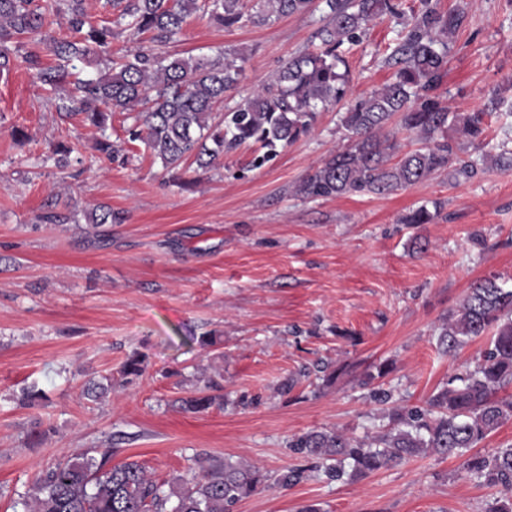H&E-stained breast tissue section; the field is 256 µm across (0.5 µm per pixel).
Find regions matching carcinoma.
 <instances>
[{"label": "carcinoma", "mask_w": 512, "mask_h": 512, "mask_svg": "<svg viewBox=\"0 0 512 512\" xmlns=\"http://www.w3.org/2000/svg\"><path fill=\"white\" fill-rule=\"evenodd\" d=\"M86 0H0V76L11 71L13 55L22 44L44 46L56 64L45 65L38 51L23 62L44 87L61 91L57 110L84 115L101 132L96 149L112 158L115 145L107 135L112 113L132 119L128 141H140L167 169L188 158L200 168L217 164L224 151L244 143L265 149L253 167L260 168L285 147L307 135L318 111L336 106L347 96L349 72L345 46L361 41L366 26L385 16L399 18L398 0H322L327 7L316 33L319 44L288 59L270 82L256 90L243 106L220 114L216 108L233 89L247 57L220 50L213 56L187 57L164 48L183 32L193 15L224 28L243 21L265 23L271 17L301 15L315 0H262L263 9L245 14L243 0H104L102 8L121 7L115 23L91 21ZM422 8L404 23L399 41L387 59L395 68L390 82L347 104L340 122L351 143L325 158L303 178L295 194L303 199L352 195H390L452 169L455 180H468L483 169H512V148L501 146L480 161L464 156L486 139L484 112H451L437 94L448 64V38L462 25L461 10L442 13L422 0ZM67 18L69 33L55 36L46 28L51 14ZM129 36L149 35L135 48L112 54V25ZM87 68L74 76L77 64ZM70 88H62L67 77ZM411 133L420 147L396 161V141L386 128L393 119ZM78 148L57 142L52 154L69 163ZM441 203L422 204L409 212L406 224H431ZM89 237L110 240L101 230L123 217L100 204L86 216ZM37 220L64 226L74 217L45 204ZM488 337L474 368L461 367L424 404L392 407L383 418L386 431L356 438L335 430H311L295 436L291 450L321 460L333 481L368 475L431 451L442 457L464 458L463 469L486 486L499 488L487 512H512V443L492 452L474 451L490 433L512 420V289L496 277L476 283L460 307L448 313L439 328L438 345L452 354L475 338ZM145 371V356L135 352L121 366L122 385ZM112 390V377H90L82 393L93 400ZM224 408V397L196 394L180 399V409L200 413ZM112 449L100 458H64L39 472L36 494L28 512H234L237 504L269 480L262 468L226 461L202 470L176 488L164 489L145 468L132 461L107 467ZM305 470L290 468L275 477L283 488L299 483Z\"/></svg>", "instance_id": "1"}]
</instances>
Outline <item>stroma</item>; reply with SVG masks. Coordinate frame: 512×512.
I'll use <instances>...</instances> for the list:
<instances>
[{
  "label": "stroma",
  "mask_w": 512,
  "mask_h": 512,
  "mask_svg": "<svg viewBox=\"0 0 512 512\" xmlns=\"http://www.w3.org/2000/svg\"><path fill=\"white\" fill-rule=\"evenodd\" d=\"M463 10L439 88L455 112L487 110L491 145L512 114L490 111L494 89L512 82V0H431ZM322 10L230 29L194 17L170 51L243 52L247 60L226 105L245 104L289 57L310 48ZM401 25L371 23L346 55L349 99L389 82L387 59ZM341 107L319 112L312 131L261 168L255 145L202 170L185 161L164 170L142 143L126 140L125 113L112 116L111 161L80 118H61L54 94L23 63L0 78V512H17L37 473L62 457L111 448V465L139 462L159 483L190 478L198 463L230 460L278 473L305 465L288 442L335 428L378 431L382 404L359 379L389 361L381 379L402 406L423 404L455 368L474 365L485 338L442 354L438 328L480 279L512 288V170L455 182L442 171L388 196L303 200L294 186L345 144ZM31 140L18 144L12 128ZM76 143L68 169L48 161L50 142ZM83 215L105 203L122 213L101 248L76 229L37 225L47 202ZM442 202L430 224H406L412 209ZM220 341L203 347L199 337ZM144 375L93 401L88 375L118 373L132 352ZM335 382L312 376L317 362ZM223 409L177 406L200 375ZM292 383L281 393L284 383ZM46 401L24 405V388ZM46 430L43 441L29 437ZM497 491L471 479L457 457L433 454L349 481L310 470L238 503L235 512H485Z\"/></svg>",
  "instance_id": "35a3bbf8"
}]
</instances>
